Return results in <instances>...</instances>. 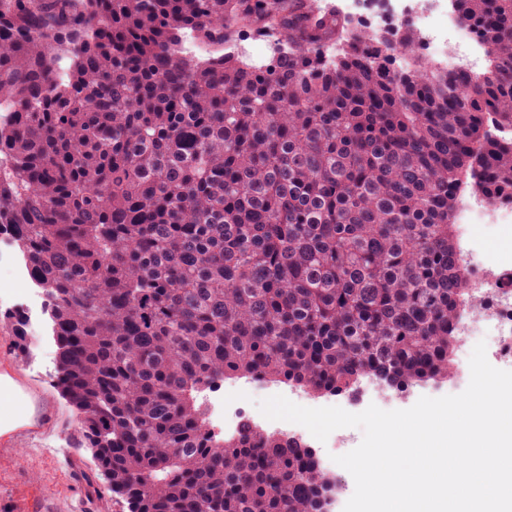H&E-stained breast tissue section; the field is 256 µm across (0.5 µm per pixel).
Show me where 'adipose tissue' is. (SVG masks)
<instances>
[{"mask_svg":"<svg viewBox=\"0 0 512 512\" xmlns=\"http://www.w3.org/2000/svg\"><path fill=\"white\" fill-rule=\"evenodd\" d=\"M37 399L9 371L0 372V440H14L44 417Z\"/></svg>","mask_w":512,"mask_h":512,"instance_id":"ef3b65f1","label":"adipose tissue"}]
</instances>
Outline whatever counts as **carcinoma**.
<instances>
[{
    "mask_svg": "<svg viewBox=\"0 0 512 512\" xmlns=\"http://www.w3.org/2000/svg\"><path fill=\"white\" fill-rule=\"evenodd\" d=\"M452 5L482 74L317 0H0V234L129 512H322L306 440L210 429L228 377L448 380L478 307L457 196L512 203V137L486 129H512V0ZM245 27L284 50L247 62ZM0 330L29 355L23 315Z\"/></svg>",
    "mask_w": 512,
    "mask_h": 512,
    "instance_id": "1",
    "label": "carcinoma"
}]
</instances>
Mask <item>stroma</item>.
I'll list each match as a JSON object with an SVG mask.
<instances>
[{"label":"stroma","mask_w":512,"mask_h":512,"mask_svg":"<svg viewBox=\"0 0 512 512\" xmlns=\"http://www.w3.org/2000/svg\"><path fill=\"white\" fill-rule=\"evenodd\" d=\"M35 327L28 336L30 357L20 355L11 337L0 334V371L9 370L32 391L50 412L48 421L23 431L14 441L0 442V512H129L126 500L110 492L89 497L85 477L94 470L89 451L81 445L79 418L56 387V346L41 313L30 316ZM470 380L468 364L454 361L447 381L429 383L400 393L373 380H363L350 396L313 397L283 384L251 379H227L224 392L243 393L234 403L235 423L250 422L267 432L296 434L294 423L267 419L257 401L282 395L310 408L339 406L351 413L369 405L384 410L407 409L420 397H441L464 391ZM363 437L361 429L341 428L327 441H313L321 466L336 480L338 490L332 512H343L355 490L351 474L332 461V454H345L356 448Z\"/></svg>","instance_id":"stroma-1"}]
</instances>
